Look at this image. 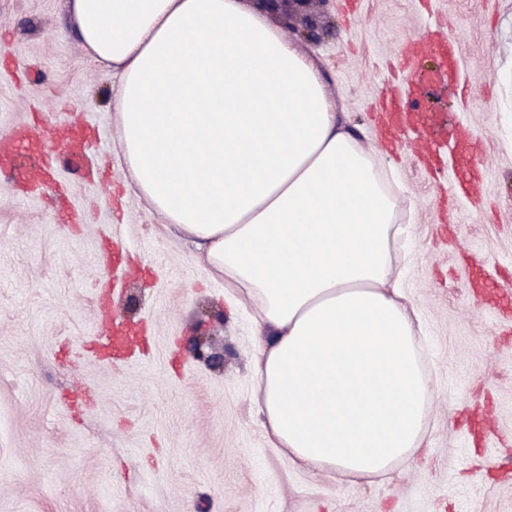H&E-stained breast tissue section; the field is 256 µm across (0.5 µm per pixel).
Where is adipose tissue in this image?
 I'll list each match as a JSON object with an SVG mask.
<instances>
[{
	"label": "adipose tissue",
	"mask_w": 512,
	"mask_h": 512,
	"mask_svg": "<svg viewBox=\"0 0 512 512\" xmlns=\"http://www.w3.org/2000/svg\"><path fill=\"white\" fill-rule=\"evenodd\" d=\"M119 70L122 157L167 229L257 307L269 447L342 477L427 445L418 310L393 264L396 196L315 64L240 0H70Z\"/></svg>",
	"instance_id": "obj_1"
}]
</instances>
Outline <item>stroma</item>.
I'll list each match as a JSON object with an SVG mask.
<instances>
[{
    "mask_svg": "<svg viewBox=\"0 0 512 512\" xmlns=\"http://www.w3.org/2000/svg\"><path fill=\"white\" fill-rule=\"evenodd\" d=\"M69 0H0V139L44 113L92 124L83 170L26 182L17 147L0 176V512H512V317L478 306L512 289V0H319L317 39L284 33L397 196V266L419 312L438 396L424 452L357 480L302 469L269 448L255 413V310L171 237L120 157L114 91L88 62ZM433 14L458 38L463 97L414 96L484 149L481 193L443 203L455 170L380 149L372 108L404 83L401 44ZM139 324L134 357L94 347L108 285Z\"/></svg>",
    "mask_w": 512,
    "mask_h": 512,
    "instance_id": "stroma-1",
    "label": "stroma"
}]
</instances>
